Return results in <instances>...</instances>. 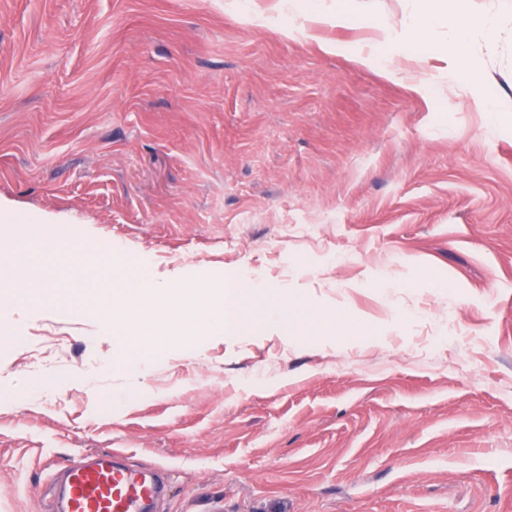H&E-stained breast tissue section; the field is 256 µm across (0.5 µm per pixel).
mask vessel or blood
<instances>
[{
  "mask_svg": "<svg viewBox=\"0 0 512 512\" xmlns=\"http://www.w3.org/2000/svg\"><path fill=\"white\" fill-rule=\"evenodd\" d=\"M162 488L153 470L116 465L103 452L66 468L61 512H154Z\"/></svg>",
  "mask_w": 512,
  "mask_h": 512,
  "instance_id": "1",
  "label": "vessel or blood"
}]
</instances>
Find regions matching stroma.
I'll use <instances>...</instances> for the list:
<instances>
[{"instance_id": "stroma-1", "label": "stroma", "mask_w": 512, "mask_h": 512, "mask_svg": "<svg viewBox=\"0 0 512 512\" xmlns=\"http://www.w3.org/2000/svg\"><path fill=\"white\" fill-rule=\"evenodd\" d=\"M355 4L0 0V197L84 261L0 276V512L113 450L160 512H512V0H472L476 84L448 25L411 49L412 0ZM114 254L305 311L144 362L104 325Z\"/></svg>"}]
</instances>
